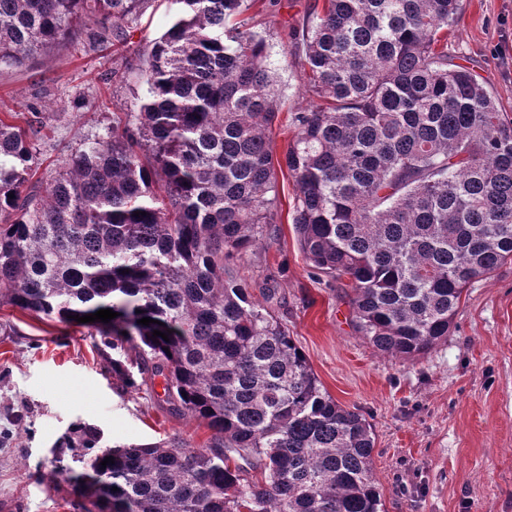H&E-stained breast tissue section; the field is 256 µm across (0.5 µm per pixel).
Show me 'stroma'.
<instances>
[{"instance_id":"stroma-1","label":"stroma","mask_w":512,"mask_h":512,"mask_svg":"<svg viewBox=\"0 0 512 512\" xmlns=\"http://www.w3.org/2000/svg\"><path fill=\"white\" fill-rule=\"evenodd\" d=\"M321 2L256 0L251 9L278 73V155L294 114L314 103L299 69L286 64L280 36ZM177 11L175 0H147L128 42L93 52L80 34L25 64L0 65V116L17 125L34 108L46 116L37 177L49 178L72 151L105 134L113 114L135 111L144 87L130 67ZM448 53L467 60L512 122V0H461ZM295 194L280 172L276 237L224 274L248 282L255 296L265 278L275 279L287 300L278 314L323 388L373 428L383 512H512V262L468 286L447 341L414 360L392 358L354 331L340 286L304 257ZM99 342L87 328L0 308V512H80L63 478L81 469L64 446L78 425L97 427L105 446L177 437L207 445L211 430L170 411L161 379L139 375L135 386L118 387Z\"/></svg>"}]
</instances>
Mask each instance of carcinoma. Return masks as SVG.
Wrapping results in <instances>:
<instances>
[{"mask_svg": "<svg viewBox=\"0 0 512 512\" xmlns=\"http://www.w3.org/2000/svg\"><path fill=\"white\" fill-rule=\"evenodd\" d=\"M145 2L0 0V65L89 24L92 50L126 40ZM178 2L138 58V111L54 176L32 180L43 112L25 129L0 118V306L66 326L120 313L84 327L137 348L171 410L213 431L205 448L101 449L85 426L66 442L82 463L67 481L86 512H382L370 424L323 389L272 310L273 280L260 303L224 263L276 232L285 168L300 249L346 282L354 330L420 357L448 340L465 289L512 262V123L448 55L460 0H325L289 30L316 104L278 159L255 0Z\"/></svg>", "mask_w": 512, "mask_h": 512, "instance_id": "carcinoma-1", "label": "carcinoma"}]
</instances>
